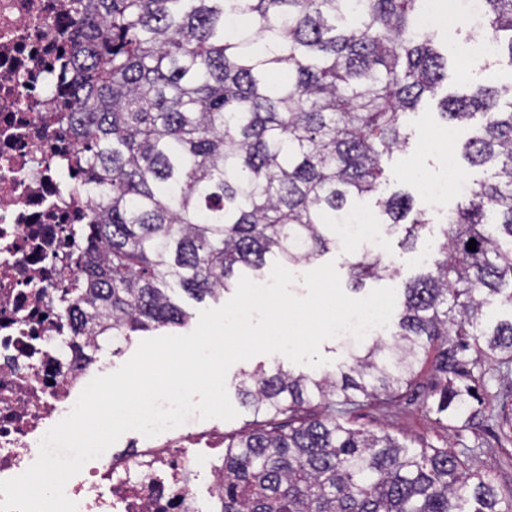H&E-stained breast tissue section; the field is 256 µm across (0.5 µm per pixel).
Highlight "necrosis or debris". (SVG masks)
I'll return each mask as SVG.
<instances>
[{
    "label": "necrosis or debris",
    "instance_id": "necrosis-or-debris-1",
    "mask_svg": "<svg viewBox=\"0 0 512 512\" xmlns=\"http://www.w3.org/2000/svg\"><path fill=\"white\" fill-rule=\"evenodd\" d=\"M73 0H0V480L35 462L44 434L93 378L70 345L79 230L90 209L48 91L71 53ZM224 438L178 427L106 450L65 486L77 512H222Z\"/></svg>",
    "mask_w": 512,
    "mask_h": 512
}]
</instances>
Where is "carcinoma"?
Wrapping results in <instances>:
<instances>
[{"instance_id": "cac0c4a2", "label": "carcinoma", "mask_w": 512, "mask_h": 512, "mask_svg": "<svg viewBox=\"0 0 512 512\" xmlns=\"http://www.w3.org/2000/svg\"><path fill=\"white\" fill-rule=\"evenodd\" d=\"M60 87L90 201L72 339L185 324L269 254L310 262L377 196L383 234L412 247L429 220L407 193L380 196L384 163L410 147L411 114L448 80L426 0H75ZM478 31L509 34L512 0H483ZM440 115L482 123L462 147L495 167L450 211L431 269L407 283L392 342L348 371L243 374L247 431L224 437V512H512V487L465 471L467 451L411 449L341 422L386 402L433 354L428 411L466 427L486 360L512 363V83L444 96ZM476 241V250L467 244ZM352 284L393 277L349 262Z\"/></svg>"}]
</instances>
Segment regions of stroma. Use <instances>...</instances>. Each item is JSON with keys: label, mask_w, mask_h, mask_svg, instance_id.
I'll use <instances>...</instances> for the list:
<instances>
[{"label": "stroma", "mask_w": 512, "mask_h": 512, "mask_svg": "<svg viewBox=\"0 0 512 512\" xmlns=\"http://www.w3.org/2000/svg\"><path fill=\"white\" fill-rule=\"evenodd\" d=\"M512 82V58L499 53L480 58H468L460 72L450 73L449 91H463L471 86H500ZM438 102L424 101L412 116L414 136L409 148L395 152L387 163V192H410L415 208L425 210L431 226L426 229L411 248L399 245L397 236H388L383 247L395 270L390 287L403 290L406 283L427 271L428 266L420 260L421 254H434L442 238L441 218L457 202L453 188L448 185V170L445 159L449 145H461L474 134L477 125L452 127L440 122ZM283 366L293 372H302L303 367L292 364L280 354L258 355L235 363L228 371L226 388L231 402L236 406L235 419L221 422L225 434L231 435L251 428L253 415L236 397L235 386L243 373L263 367ZM485 382L479 394L484 402L495 410H503L512 416V371H506L497 361H486L482 367ZM434 377L430 370H422L413 385L403 395L389 404L367 406L346 418L347 426L389 433L410 448L431 446L460 452L471 449L468 461L471 471L487 476L495 485L512 483V427L497 420H476L465 430H450L438 423L434 415L425 408V399Z\"/></svg>", "instance_id": "stroma-1"}]
</instances>
